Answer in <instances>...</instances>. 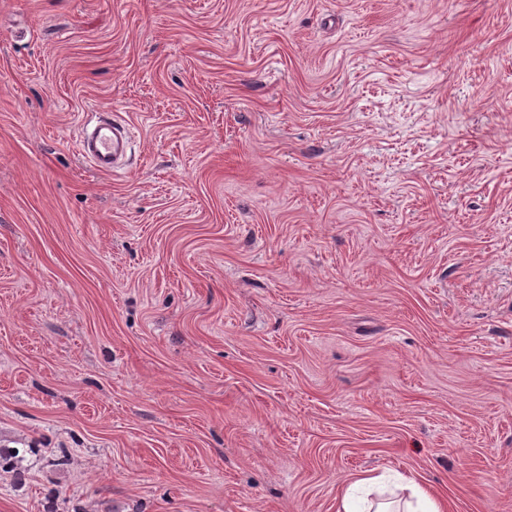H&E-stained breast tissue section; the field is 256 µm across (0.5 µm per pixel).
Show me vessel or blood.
Here are the masks:
<instances>
[{"instance_id":"b4317fda","label":"vessel or blood","mask_w":512,"mask_h":512,"mask_svg":"<svg viewBox=\"0 0 512 512\" xmlns=\"http://www.w3.org/2000/svg\"><path fill=\"white\" fill-rule=\"evenodd\" d=\"M130 144L126 126L110 115L99 113L88 122L78 151L96 171L112 173L125 163Z\"/></svg>"}]
</instances>
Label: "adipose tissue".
I'll use <instances>...</instances> for the list:
<instances>
[{
	"mask_svg": "<svg viewBox=\"0 0 512 512\" xmlns=\"http://www.w3.org/2000/svg\"><path fill=\"white\" fill-rule=\"evenodd\" d=\"M385 475H364L345 485L340 493L339 512H446V502L422 488L414 480L401 476L397 487L407 497L400 505L384 501Z\"/></svg>",
	"mask_w": 512,
	"mask_h": 512,
	"instance_id": "obj_1",
	"label": "adipose tissue"
}]
</instances>
